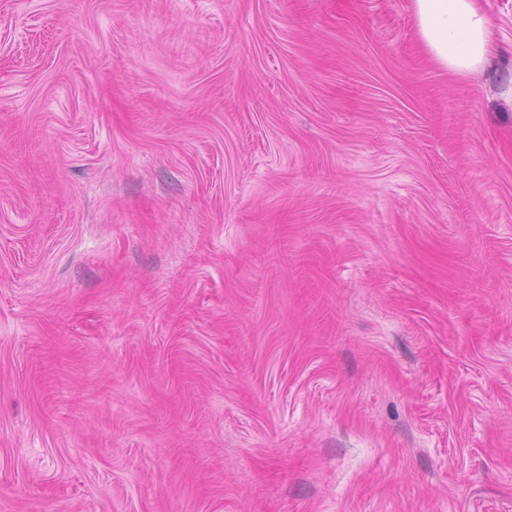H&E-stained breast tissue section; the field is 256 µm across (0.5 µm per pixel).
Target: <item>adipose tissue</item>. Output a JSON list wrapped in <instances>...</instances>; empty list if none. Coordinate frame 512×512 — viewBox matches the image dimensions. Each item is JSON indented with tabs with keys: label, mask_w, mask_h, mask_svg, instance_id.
Instances as JSON below:
<instances>
[{
	"label": "adipose tissue",
	"mask_w": 512,
	"mask_h": 512,
	"mask_svg": "<svg viewBox=\"0 0 512 512\" xmlns=\"http://www.w3.org/2000/svg\"><path fill=\"white\" fill-rule=\"evenodd\" d=\"M419 40L431 61L456 78L480 70L491 51V19L482 0H413Z\"/></svg>",
	"instance_id": "1"
}]
</instances>
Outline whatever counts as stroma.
Returning a JSON list of instances; mask_svg holds the SVG:
<instances>
[{
	"label": "stroma",
	"instance_id": "stroma-1",
	"mask_svg": "<svg viewBox=\"0 0 512 512\" xmlns=\"http://www.w3.org/2000/svg\"><path fill=\"white\" fill-rule=\"evenodd\" d=\"M0 0V512H512V0ZM419 40L431 61L456 78L480 70L491 52V19L482 0H413Z\"/></svg>",
	"mask_w": 512,
	"mask_h": 512
}]
</instances>
